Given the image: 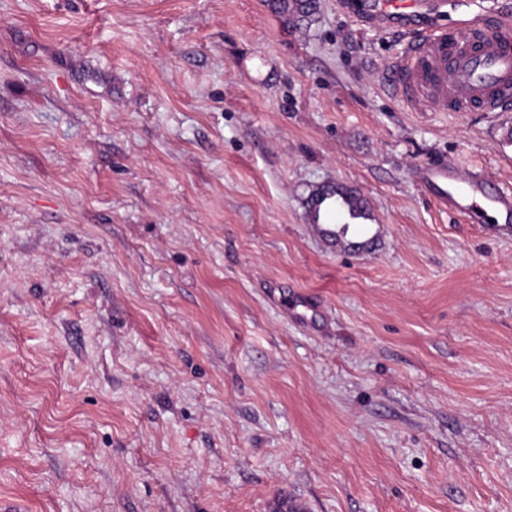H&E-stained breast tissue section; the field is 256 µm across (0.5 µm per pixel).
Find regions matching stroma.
<instances>
[{
  "label": "stroma",
  "instance_id": "35a3bbf8",
  "mask_svg": "<svg viewBox=\"0 0 512 512\" xmlns=\"http://www.w3.org/2000/svg\"><path fill=\"white\" fill-rule=\"evenodd\" d=\"M317 3L0 0V499L512 512V232L415 177L512 189V111H412L404 34ZM338 181L374 250L310 233Z\"/></svg>",
  "mask_w": 512,
  "mask_h": 512
}]
</instances>
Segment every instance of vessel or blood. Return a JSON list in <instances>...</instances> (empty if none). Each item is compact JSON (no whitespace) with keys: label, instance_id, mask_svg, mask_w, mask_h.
Returning <instances> with one entry per match:
<instances>
[{"label":"vessel or blood","instance_id":"b4317fda","mask_svg":"<svg viewBox=\"0 0 512 512\" xmlns=\"http://www.w3.org/2000/svg\"><path fill=\"white\" fill-rule=\"evenodd\" d=\"M419 0H369L370 19L385 27L420 28L410 43L381 75L384 88L417 111L508 112L512 110V16L487 25L478 14L457 22L454 32L421 28ZM417 174L441 204L467 221L483 224L489 214L512 221V191L485 179L452 173L446 165L421 166ZM364 203L365 197L351 184L319 187L306 202V219L331 245L345 250L372 245L368 227L354 229L352 237L337 235V226L350 220L346 197Z\"/></svg>","mask_w":512,"mask_h":512}]
</instances>
